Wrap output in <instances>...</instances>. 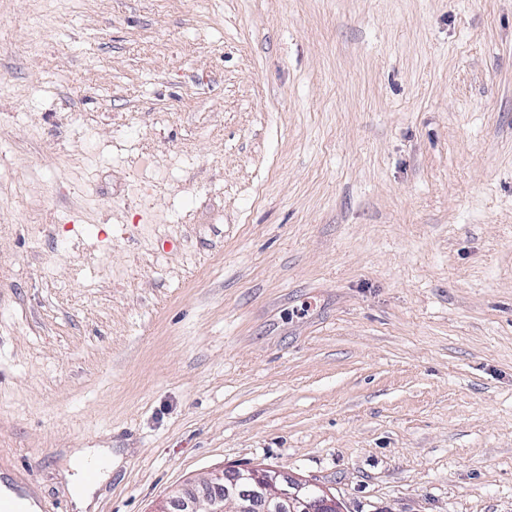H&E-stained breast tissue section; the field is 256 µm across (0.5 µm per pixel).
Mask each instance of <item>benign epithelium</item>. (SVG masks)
<instances>
[{"mask_svg":"<svg viewBox=\"0 0 512 512\" xmlns=\"http://www.w3.org/2000/svg\"><path fill=\"white\" fill-rule=\"evenodd\" d=\"M336 512L335 496L296 475L265 466L224 471L206 482L175 490L154 512Z\"/></svg>","mask_w":512,"mask_h":512,"instance_id":"7a95c632","label":"benign epithelium"}]
</instances>
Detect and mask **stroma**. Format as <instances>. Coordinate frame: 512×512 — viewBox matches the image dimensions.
Wrapping results in <instances>:
<instances>
[{"label":"stroma","instance_id":"35a3bbf8","mask_svg":"<svg viewBox=\"0 0 512 512\" xmlns=\"http://www.w3.org/2000/svg\"><path fill=\"white\" fill-rule=\"evenodd\" d=\"M73 448L512 512V0H0V480Z\"/></svg>","mask_w":512,"mask_h":512}]
</instances>
